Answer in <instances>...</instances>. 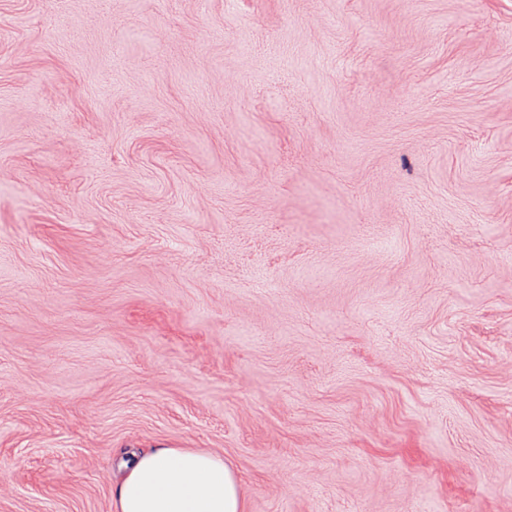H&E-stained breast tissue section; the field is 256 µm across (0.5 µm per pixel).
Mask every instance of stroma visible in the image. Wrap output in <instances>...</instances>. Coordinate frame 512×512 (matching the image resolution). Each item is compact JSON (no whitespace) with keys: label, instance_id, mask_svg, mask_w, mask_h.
<instances>
[{"label":"stroma","instance_id":"obj_1","mask_svg":"<svg viewBox=\"0 0 512 512\" xmlns=\"http://www.w3.org/2000/svg\"><path fill=\"white\" fill-rule=\"evenodd\" d=\"M158 445L512 512V0H0V512Z\"/></svg>","mask_w":512,"mask_h":512}]
</instances>
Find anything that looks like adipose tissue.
Instances as JSON below:
<instances>
[{"label": "adipose tissue", "instance_id": "ef3b65f1", "mask_svg": "<svg viewBox=\"0 0 512 512\" xmlns=\"http://www.w3.org/2000/svg\"><path fill=\"white\" fill-rule=\"evenodd\" d=\"M113 497L117 512H245L231 463L194 448L133 456Z\"/></svg>", "mask_w": 512, "mask_h": 512}]
</instances>
